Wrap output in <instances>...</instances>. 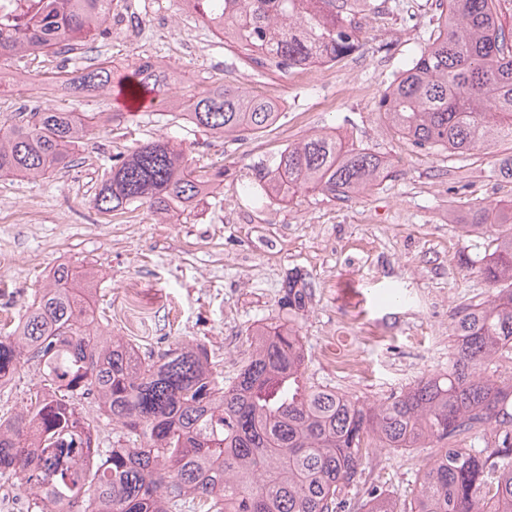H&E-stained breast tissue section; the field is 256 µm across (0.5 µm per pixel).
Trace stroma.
I'll return each instance as SVG.
<instances>
[{"label":"stroma","mask_w":512,"mask_h":512,"mask_svg":"<svg viewBox=\"0 0 512 512\" xmlns=\"http://www.w3.org/2000/svg\"><path fill=\"white\" fill-rule=\"evenodd\" d=\"M441 11V0H370L358 15L365 44L307 85L245 62L180 0H112L109 32L90 42L85 56L50 55L40 69L25 58L0 61V71L21 75L0 86V134L18 113L51 102L45 70L73 71L97 57L111 60L112 87L68 94L60 109L116 111V85L147 56L167 66L177 100L229 84L288 102L266 131L220 139L159 105L128 114L115 129L94 130L67 167L36 178L0 177V334L13 329L55 267L88 265L98 276L105 334L156 356L178 342L203 344L223 360L229 383L250 352L251 331L286 317L282 284L298 272L314 289L295 318L309 384L381 404L447 372L454 311L494 293L479 268L493 251L495 228L469 227V208L512 199V180L498 173L512 144L462 155L423 151L380 112L386 87L427 44ZM144 27L155 28L153 40L135 39ZM332 131L377 154L383 178L346 199L246 196L257 165ZM158 140L187 148L197 165L223 170V183L174 219L145 205L101 215L94 199L113 156ZM41 388L34 365H19L0 387V414L20 411ZM432 454L374 448L357 498L377 490L411 500Z\"/></svg>","instance_id":"35a3bbf8"}]
</instances>
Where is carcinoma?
<instances>
[{"mask_svg": "<svg viewBox=\"0 0 512 512\" xmlns=\"http://www.w3.org/2000/svg\"><path fill=\"white\" fill-rule=\"evenodd\" d=\"M241 49L245 60L282 70L334 63L361 47L355 21L367 0H186ZM112 0H42L38 20L0 27V60L70 54L105 27ZM132 90L163 101L168 77L143 57ZM55 80L86 90L112 85V64L93 63ZM390 125L420 149L464 153L512 143V43L495 0H448L432 41L385 90L379 102ZM184 119L211 135L260 133L280 119L263 100L238 87L193 96ZM111 121L100 112L35 106L0 136V174L38 176L58 167L72 146ZM383 174L375 154L334 134L283 149L256 170L245 192L286 201L306 191L347 197ZM224 181V171L194 168L182 148L143 143L115 160L95 197L104 214L134 203L176 216ZM494 250L482 267L498 288L490 300L453 315L455 357L448 373L430 375L372 406L310 385L306 355L292 326L256 328L252 351L235 380L207 348L178 344L157 361L90 328L93 271L53 272L12 332L0 336V385L21 361L42 367L53 389L18 413L0 416V477L32 491L35 512H512V381L479 370L512 345V200L494 214ZM310 283L288 275L281 306L306 309ZM93 396L112 422L115 441L103 451L80 407ZM494 425L501 441L481 456L458 438ZM85 447L79 472L70 467L73 437ZM438 445L408 502L372 491L351 496L370 462L368 445Z\"/></svg>", "mask_w": 512, "mask_h": 512, "instance_id": "carcinoma-1", "label": "carcinoma"}]
</instances>
